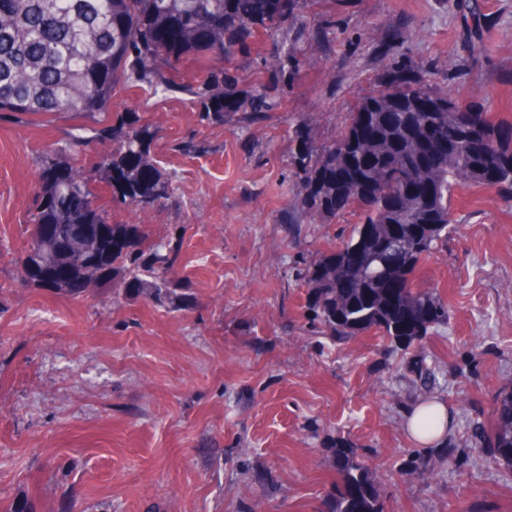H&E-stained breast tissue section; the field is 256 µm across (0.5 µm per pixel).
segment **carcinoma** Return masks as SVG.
<instances>
[{
	"label": "carcinoma",
	"instance_id": "cac0c4a2",
	"mask_svg": "<svg viewBox=\"0 0 512 512\" xmlns=\"http://www.w3.org/2000/svg\"><path fill=\"white\" fill-rule=\"evenodd\" d=\"M467 8L473 24L462 42L472 56L486 15L476 0ZM290 30L291 41L283 37ZM370 30L379 32L373 50L383 70L404 72L406 82L359 89L345 131L330 145L313 141L312 118L295 124L291 166L306 223L321 224L353 204L360 209L342 245L304 263L298 275L309 290L308 314L332 336L347 340L375 329L408 349L448 321L447 304L434 290L417 287L414 273L448 240L453 191H512V119H493L477 103L467 105L466 123L453 112L425 111L424 96L454 99L439 84L441 77L453 81L454 73L436 64L423 73L415 69L402 52L413 41L407 18L341 24L351 44ZM259 32L277 43V66L269 79L242 88L234 62L250 52L249 40ZM335 33L336 21L304 14V0H0V112L105 113L117 90L167 87L160 67L173 69L186 56L202 55L221 65L208 68L199 84L182 87L200 121L222 125L236 115L250 127L282 105L309 63L308 51L327 53ZM473 126L484 130L488 147H467ZM423 135L434 141L424 158L413 149ZM94 137L112 149L88 170L57 160L61 150L81 153L88 143L83 135L47 152L26 248L34 256L16 259L21 277L40 288L56 282L62 294L86 292L82 254L60 252L57 242L90 229L100 233L104 270L95 287L123 288L177 308L185 302L184 284L174 274L181 226L146 245L138 225L108 221L91 188L101 182L118 204L165 208L176 187L156 164L154 132L137 113L117 111ZM493 417L487 447L496 462L512 467V391L501 394ZM452 452L444 444L428 457L419 455L412 471H431ZM333 464L340 485L326 512H382L375 480L356 452L337 444Z\"/></svg>",
	"mask_w": 512,
	"mask_h": 512
}]
</instances>
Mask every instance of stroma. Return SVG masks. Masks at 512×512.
<instances>
[{
	"mask_svg": "<svg viewBox=\"0 0 512 512\" xmlns=\"http://www.w3.org/2000/svg\"><path fill=\"white\" fill-rule=\"evenodd\" d=\"M460 0H305L307 12L349 23L411 18L414 65L456 68L458 99L512 118V0H483L481 55L461 64ZM209 59L184 58L174 89L114 97L155 133L154 155L175 197L163 210L111 209L149 239L183 225L176 274L181 309L120 288L69 296L27 285L14 262L27 245L38 171L48 147L102 115L0 114V502L28 512H323L337 482L332 448L345 441L377 478L383 512H512V468L480 434L512 390V194L459 188L448 242L421 262L448 321L420 346L381 332L348 341L305 317L294 271L340 247L357 208L326 224H285L301 210L288 179V120L314 118L317 143L339 139L354 103L381 73L371 40L337 34L326 58L261 125L200 124L184 86ZM196 152L182 150L184 142ZM109 148L93 141L63 162L91 168ZM425 360L430 391L416 384ZM452 415L455 452L433 473H410L422 445L405 426L419 400Z\"/></svg>",
	"mask_w": 512,
	"mask_h": 512,
	"instance_id": "35a3bbf8",
	"label": "stroma"
}]
</instances>
